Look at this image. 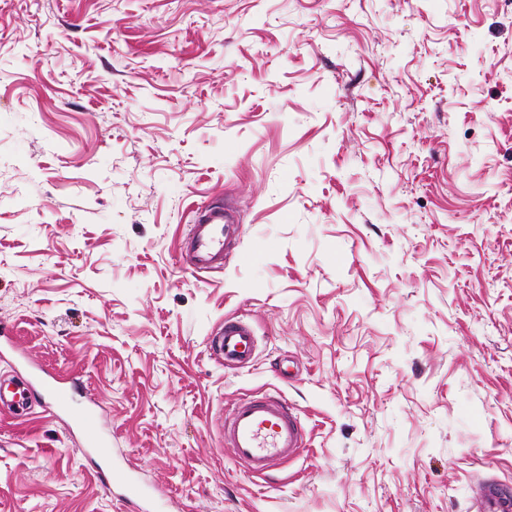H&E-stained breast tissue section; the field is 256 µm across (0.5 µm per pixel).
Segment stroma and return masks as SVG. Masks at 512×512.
<instances>
[{
	"mask_svg": "<svg viewBox=\"0 0 512 512\" xmlns=\"http://www.w3.org/2000/svg\"><path fill=\"white\" fill-rule=\"evenodd\" d=\"M214 204L239 254L194 274ZM1 323L159 507L512 494V0H0ZM264 395L306 429L266 480L222 442ZM43 402L0 415V512H137ZM229 226L223 207L200 212L176 253L177 262L195 273L222 270ZM257 338L252 326L245 320L225 318L206 338L209 356L227 367H244L252 361Z\"/></svg>",
	"mask_w": 512,
	"mask_h": 512,
	"instance_id": "1",
	"label": "stroma"
}]
</instances>
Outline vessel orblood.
<instances>
[{
  "label": "vessel or blood",
  "instance_id": "1",
  "mask_svg": "<svg viewBox=\"0 0 512 512\" xmlns=\"http://www.w3.org/2000/svg\"><path fill=\"white\" fill-rule=\"evenodd\" d=\"M230 223L222 207L205 209L190 225L177 253V262L193 272H211L224 267V243ZM257 348L252 326L233 317L219 323L206 338L209 356L227 367L248 365ZM12 372L28 374L25 392L7 391L0 387V414L14 418L29 414L28 393L47 397L51 414H65L73 398L74 381L55 374L29 369L26 362L14 361ZM99 418L93 409H86L73 424L84 435L85 448L108 455L106 445L97 437ZM224 445L230 448L234 462L244 472L269 478L282 463L298 458L305 450V430L287 401L281 397L244 398L228 407L224 417ZM128 501L137 502L140 512H147L149 501L144 488L132 477L113 472ZM475 496L489 512H512V501L498 496L493 481L476 484Z\"/></svg>",
  "mask_w": 512,
  "mask_h": 512
}]
</instances>
